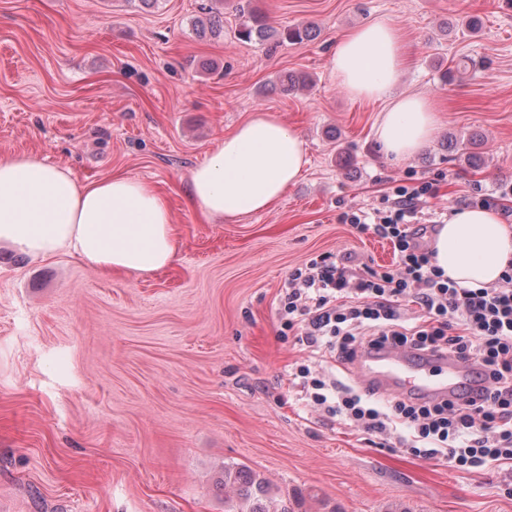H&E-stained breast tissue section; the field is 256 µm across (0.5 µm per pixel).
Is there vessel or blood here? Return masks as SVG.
<instances>
[{
  "label": "vessel or blood",
  "mask_w": 512,
  "mask_h": 512,
  "mask_svg": "<svg viewBox=\"0 0 512 512\" xmlns=\"http://www.w3.org/2000/svg\"><path fill=\"white\" fill-rule=\"evenodd\" d=\"M474 361L447 352H420L385 345L362 348L351 365L356 379L387 397L422 400L476 399L484 382L475 380Z\"/></svg>",
  "instance_id": "vessel-or-blood-1"
}]
</instances>
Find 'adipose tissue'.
<instances>
[{"mask_svg": "<svg viewBox=\"0 0 512 512\" xmlns=\"http://www.w3.org/2000/svg\"><path fill=\"white\" fill-rule=\"evenodd\" d=\"M407 62L402 31L384 18L346 33L331 58L350 96L388 100L375 138L397 161L424 149L440 123L429 98L392 97ZM308 163L296 130L259 112L206 152L189 175L187 194L214 220L268 213ZM176 241L166 197L139 177L114 174L82 184L37 154L0 156L1 246L34 260L67 253L103 273L145 275L172 263ZM432 263L461 286H493L512 265V225L493 209L454 211L435 236Z\"/></svg>", "mask_w": 512, "mask_h": 512, "instance_id": "1", "label": "adipose tissue"}]
</instances>
